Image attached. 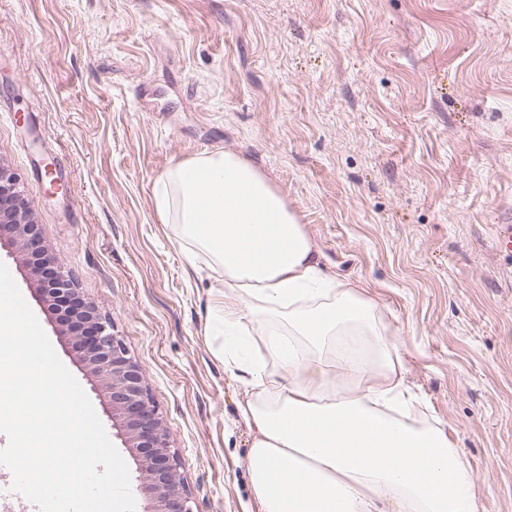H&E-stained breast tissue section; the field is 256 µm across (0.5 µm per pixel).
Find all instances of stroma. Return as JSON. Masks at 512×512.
<instances>
[{
  "instance_id": "obj_1",
  "label": "stroma",
  "mask_w": 512,
  "mask_h": 512,
  "mask_svg": "<svg viewBox=\"0 0 512 512\" xmlns=\"http://www.w3.org/2000/svg\"><path fill=\"white\" fill-rule=\"evenodd\" d=\"M216 150L384 304L479 512H512V258L492 246L512 224V0H0V162L143 368L194 512H257L246 389L208 331L224 271L187 267L154 203L169 167Z\"/></svg>"
}]
</instances>
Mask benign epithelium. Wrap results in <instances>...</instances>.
<instances>
[{"label": "benign epithelium", "instance_id": "benign-epithelium-1", "mask_svg": "<svg viewBox=\"0 0 512 512\" xmlns=\"http://www.w3.org/2000/svg\"><path fill=\"white\" fill-rule=\"evenodd\" d=\"M21 254L27 274L34 277L41 302L52 310L67 304L77 287L64 263L44 244L24 194L21 177L0 162V249ZM71 322L61 321L60 335L75 345L97 379L112 408V419L123 427L124 447L135 450L137 494L149 502L147 512H194L170 450V433L145 385L142 367L132 359L111 321L93 306L78 307Z\"/></svg>", "mask_w": 512, "mask_h": 512}]
</instances>
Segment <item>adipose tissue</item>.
Returning a JSON list of instances; mask_svg holds the SVG:
<instances>
[{
	"instance_id": "ef3b65f1",
	"label": "adipose tissue",
	"mask_w": 512,
	"mask_h": 512,
	"mask_svg": "<svg viewBox=\"0 0 512 512\" xmlns=\"http://www.w3.org/2000/svg\"><path fill=\"white\" fill-rule=\"evenodd\" d=\"M188 264L224 271V366L247 398L259 512H479L447 426L405 380L378 301L325 272L285 196L251 161L215 151L154 188Z\"/></svg>"
}]
</instances>
